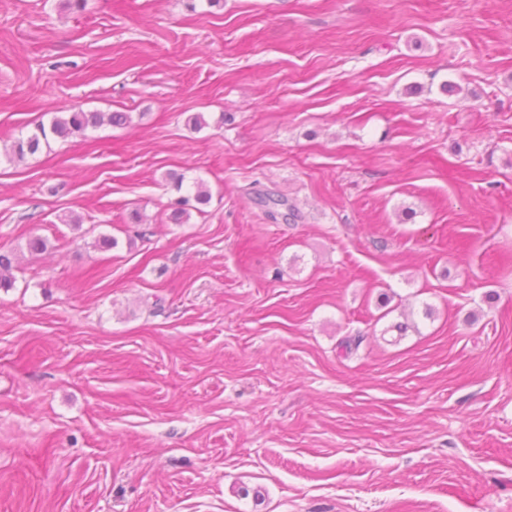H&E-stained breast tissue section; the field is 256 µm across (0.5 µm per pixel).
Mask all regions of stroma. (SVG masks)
<instances>
[{
	"instance_id": "stroma-1",
	"label": "stroma",
	"mask_w": 512,
	"mask_h": 512,
	"mask_svg": "<svg viewBox=\"0 0 512 512\" xmlns=\"http://www.w3.org/2000/svg\"><path fill=\"white\" fill-rule=\"evenodd\" d=\"M0 249V512H512V0H0ZM105 122L112 126H123L130 122V116L126 112H67L66 115L53 117L49 131L53 136L65 139L89 126L96 127ZM42 140H48L46 126L39 123L35 126L34 131L26 137L17 138L10 145L7 154L13 158L23 159L26 155H34L41 148Z\"/></svg>"
}]
</instances>
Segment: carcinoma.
<instances>
[{"instance_id": "obj_1", "label": "carcinoma", "mask_w": 512, "mask_h": 512, "mask_svg": "<svg viewBox=\"0 0 512 512\" xmlns=\"http://www.w3.org/2000/svg\"><path fill=\"white\" fill-rule=\"evenodd\" d=\"M130 122V116L126 112H84L74 111L65 115L54 116L50 126L39 123L34 131L25 137L13 141L7 154L13 158L22 159L26 155H33L39 151L42 142L48 140V135L58 138H68L76 133L84 131L88 127H96L107 123L112 126H123Z\"/></svg>"}]
</instances>
